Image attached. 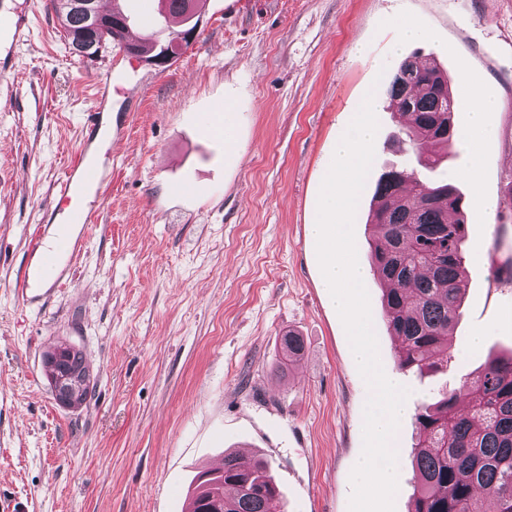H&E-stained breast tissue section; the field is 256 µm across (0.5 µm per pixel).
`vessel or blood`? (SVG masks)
<instances>
[{
    "mask_svg": "<svg viewBox=\"0 0 512 512\" xmlns=\"http://www.w3.org/2000/svg\"><path fill=\"white\" fill-rule=\"evenodd\" d=\"M32 27L29 12L6 8L0 0V49L11 52L13 47L28 34ZM107 178V169L88 155H80L78 161L65 174L55 194V213L61 214L63 221L69 224H88L93 208L86 204V192L101 188ZM31 254L40 258L38 267L24 271L19 281L20 294H28L38 288L57 265L59 254L74 255L76 248L70 242H61L57 249L46 250L39 236H32L28 243Z\"/></svg>",
    "mask_w": 512,
    "mask_h": 512,
    "instance_id": "vessel-or-blood-1",
    "label": "vessel or blood"
}]
</instances>
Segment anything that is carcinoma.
Instances as JSON below:
<instances>
[{
	"label": "carcinoma",
	"instance_id": "carcinoma-1",
	"mask_svg": "<svg viewBox=\"0 0 512 512\" xmlns=\"http://www.w3.org/2000/svg\"><path fill=\"white\" fill-rule=\"evenodd\" d=\"M65 37L81 28L70 0H56ZM175 31H161L135 45L149 53ZM394 109L409 120L399 147L432 170L439 153L450 152L456 131V96L448 73L434 62L411 56L396 69L387 87ZM366 223L375 227L373 273L384 285L382 308L390 334L399 340V366L420 375L435 372L451 359L450 335L460 316L468 232L464 197L451 185L422 179L414 168L392 167L378 179ZM288 367L305 355L302 337L283 334ZM468 398L443 392L419 407V434L411 465L417 482L409 512H482V499L495 512H512V355L487 361L464 381ZM188 512H283L282 494L266 464L242 465L224 455V468L200 474L189 495Z\"/></svg>",
	"mask_w": 512,
	"mask_h": 512
}]
</instances>
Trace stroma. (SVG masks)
I'll use <instances>...</instances> for the list:
<instances>
[{
    "label": "stroma",
    "instance_id": "obj_1",
    "mask_svg": "<svg viewBox=\"0 0 512 512\" xmlns=\"http://www.w3.org/2000/svg\"><path fill=\"white\" fill-rule=\"evenodd\" d=\"M13 2L34 23L0 72V502L186 512L201 465L242 450L269 462L285 512H348L368 388L318 286L308 231L333 144L366 93L382 100L354 222L367 267L373 187L402 159V125L386 103L400 62L415 54L447 68L459 133L476 98L499 104L478 179L459 147L435 172L470 203L447 368L399 371L381 285L365 281L383 370L415 409L512 352V282L491 270L512 257V0H200L196 39L164 69L130 66L117 43L96 60L78 57L53 0ZM406 22L424 24L427 39L403 40ZM113 73L123 89L106 114L120 135L89 151L111 160L112 181L94 224L73 227L82 251L69 275L22 301L27 243L57 224V183L79 154L95 85ZM222 101L232 105L229 144L210 131ZM185 180L195 193L177 192ZM479 194L491 213L474 206ZM288 330L306 354L285 372ZM61 341L91 364L92 393L78 409L58 406L43 376V353ZM416 442L412 419L402 420L395 512L412 504Z\"/></svg>",
    "mask_w": 512,
    "mask_h": 512
}]
</instances>
